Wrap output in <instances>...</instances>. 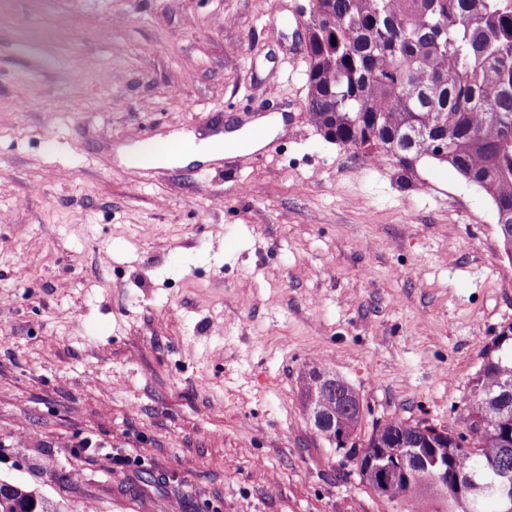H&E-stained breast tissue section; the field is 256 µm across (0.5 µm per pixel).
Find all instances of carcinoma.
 <instances>
[{
  "label": "carcinoma",
  "instance_id": "cac0c4a2",
  "mask_svg": "<svg viewBox=\"0 0 512 512\" xmlns=\"http://www.w3.org/2000/svg\"><path fill=\"white\" fill-rule=\"evenodd\" d=\"M303 22L307 110L324 135L376 150L400 169L431 157L447 162L492 200L512 263V0H309ZM337 44H332V41ZM447 153L436 155L437 145ZM512 326L486 348L467 432L448 430V461L480 487L512 472ZM303 408L315 433L352 459L361 448L392 458L426 447L420 422L390 419L361 437L360 402L335 372L302 379ZM432 463L379 495L406 512H500L482 490L466 505L433 488ZM0 512H57L29 487L0 480Z\"/></svg>",
  "mask_w": 512,
  "mask_h": 512
}]
</instances>
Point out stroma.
<instances>
[{
    "mask_svg": "<svg viewBox=\"0 0 512 512\" xmlns=\"http://www.w3.org/2000/svg\"><path fill=\"white\" fill-rule=\"evenodd\" d=\"M305 3L0 0V479L59 512H393L307 421L314 367L363 433L465 431L512 325L495 206L312 124ZM262 116L259 150L133 160ZM197 151H191L186 154L179 156V151L174 148V144L172 142H156L151 143L150 150H146L144 146L141 147L140 152L137 153L138 158L141 160L150 161L152 163H171L175 159H178L182 156L196 153Z\"/></svg>",
    "mask_w": 512,
    "mask_h": 512,
    "instance_id": "obj_1",
    "label": "stroma"
}]
</instances>
